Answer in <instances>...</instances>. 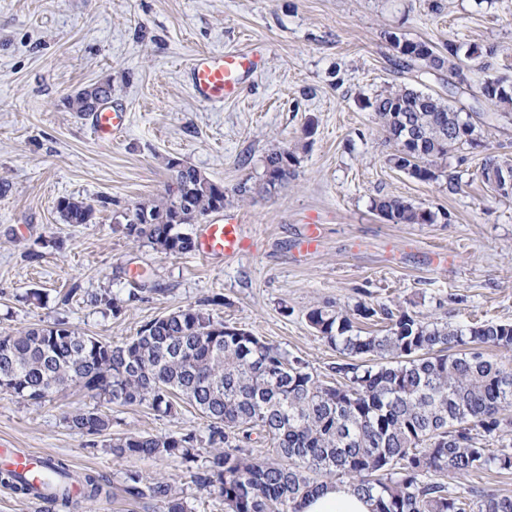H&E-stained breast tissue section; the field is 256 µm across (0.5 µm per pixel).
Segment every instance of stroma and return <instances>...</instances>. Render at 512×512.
Wrapping results in <instances>:
<instances>
[{
    "label": "stroma",
    "instance_id": "35a3bbf8",
    "mask_svg": "<svg viewBox=\"0 0 512 512\" xmlns=\"http://www.w3.org/2000/svg\"><path fill=\"white\" fill-rule=\"evenodd\" d=\"M436 46H498L489 70L471 66L457 97L462 118L486 115L481 145L450 151L436 180L395 167L389 142L363 103L408 84L447 94L449 72L402 69L390 34ZM207 51L255 52L263 68L241 96L197 102L190 60ZM512 80V0H0V334L66 323L119 343L142 325L186 307L243 328L321 378L341 356L313 329L316 307H402L454 325L512 322V196L482 178L486 157L512 159V113L481 96L487 77ZM98 83L112 87L127 128L102 143L91 118L67 99ZM293 151L288 184L241 200L233 187L262 179L272 146ZM192 165L228 191L225 213L241 219L248 247L238 257L167 256L128 237L114 218L161 196L169 160ZM91 203L88 224L63 223L59 198ZM395 197L434 212L432 224H393L374 208ZM321 229L316 251L300 249L306 225ZM446 264H434L437 255ZM147 270L148 280L135 274ZM111 291L119 310L90 302ZM98 409L111 425L83 435L66 414ZM194 432L197 456H113L112 439ZM208 421L188 404L171 414L109 404L70 387L42 403L0 392V440L92 471L104 492L77 512H165L129 499L126 476L172 485L187 512H224L218 492L191 475L206 465Z\"/></svg>",
    "mask_w": 512,
    "mask_h": 512
}]
</instances>
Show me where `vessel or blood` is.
Returning a JSON list of instances; mask_svg holds the SVG:
<instances>
[{"label": "vessel or blood", "mask_w": 512, "mask_h": 512, "mask_svg": "<svg viewBox=\"0 0 512 512\" xmlns=\"http://www.w3.org/2000/svg\"><path fill=\"white\" fill-rule=\"evenodd\" d=\"M257 67V57L249 54H201L194 57L189 68L190 87L198 100L221 104L239 98L244 75ZM127 121L126 113L113 110L111 105H104L92 115L94 136L101 142L111 141L112 137L126 128ZM246 243L240 219L228 214L223 222L201 226L196 239V251L204 258H230L242 253ZM0 462L26 475L34 485L43 482L45 458L42 455L0 441Z\"/></svg>", "instance_id": "vessel-or-blood-1"}]
</instances>
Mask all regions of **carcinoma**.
Returning <instances> with one entry per match:
<instances>
[{
	"label": "carcinoma",
	"mask_w": 512,
	"mask_h": 512,
	"mask_svg": "<svg viewBox=\"0 0 512 512\" xmlns=\"http://www.w3.org/2000/svg\"><path fill=\"white\" fill-rule=\"evenodd\" d=\"M398 63L426 72L447 70L459 85L467 76L459 48L445 51L424 41L395 39ZM108 84L86 87L68 98L73 112L92 114L111 96ZM482 97L512 108V83L490 77ZM388 138L397 145L395 167L420 180L437 179L438 161L452 149L479 144L476 124L461 117L451 99L411 87H390L366 100ZM458 135L445 139L449 118ZM420 143L406 141L408 130ZM296 161L277 146L264 163L265 188L288 182ZM171 184L158 200L138 202L122 215L126 234L146 239L168 255L190 252L194 240L179 232L224 209L227 195L193 166L169 161ZM512 172V159L489 157L482 168L488 185ZM375 209L393 224H433L436 215L398 198L381 199ZM57 210L66 224H89L93 207L64 197ZM389 321L380 333L354 329L351 315ZM353 314L314 308L312 327L335 346L344 362L336 381L324 382L301 358L244 330L229 332L206 309L187 306L155 319L136 336L112 344L81 335L63 323L0 334V376L8 392L36 403L54 392L84 388L108 403L145 404L168 414L181 399L209 421L213 448L207 465L191 475L204 489H216L227 512H302L305 500L323 486L318 476L350 486L374 505L372 512H512V497L458 494L447 479H461L491 466L512 472V359H492L490 348L512 350V323L483 321L465 326L425 320L360 303ZM68 426L97 435L109 427L99 411L64 416ZM267 435L275 457L254 455L252 435ZM499 447L491 451L488 443ZM197 437L187 432L165 438L129 433L112 440V454L195 458ZM48 466L57 476L52 505L76 504L71 474L61 459ZM0 482L22 495L37 488L13 470ZM124 492L186 512L182 499L163 481L148 486L137 474Z\"/></svg>",
	"instance_id": "cac0c4a2"
}]
</instances>
